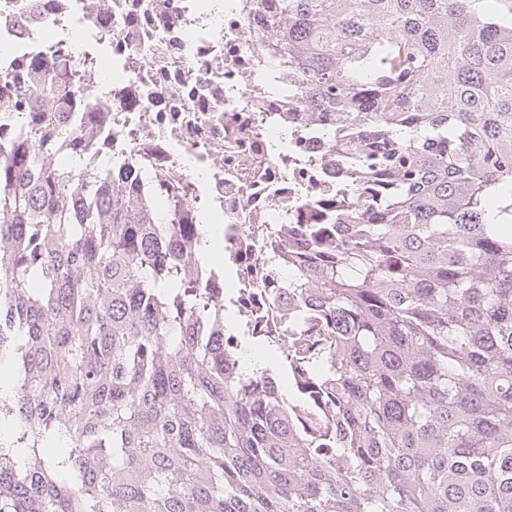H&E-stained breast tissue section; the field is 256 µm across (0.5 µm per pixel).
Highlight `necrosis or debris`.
Segmentation results:
<instances>
[{"label": "necrosis or debris", "instance_id": "4bbe7bcc", "mask_svg": "<svg viewBox=\"0 0 512 512\" xmlns=\"http://www.w3.org/2000/svg\"><path fill=\"white\" fill-rule=\"evenodd\" d=\"M273 0H0V67L53 64L84 98L50 115L86 172L133 187L153 223L224 227L203 284L277 335L302 224H342L369 193L340 114L311 109L271 50Z\"/></svg>", "mask_w": 512, "mask_h": 512}]
</instances>
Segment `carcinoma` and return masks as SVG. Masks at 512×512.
<instances>
[{
	"label": "carcinoma",
	"mask_w": 512,
	"mask_h": 512,
	"mask_svg": "<svg viewBox=\"0 0 512 512\" xmlns=\"http://www.w3.org/2000/svg\"><path fill=\"white\" fill-rule=\"evenodd\" d=\"M274 0L309 103L384 177L306 224L288 366L247 371L224 299L80 162L49 165L53 67L0 72V512H512V5Z\"/></svg>",
	"instance_id": "obj_1"
}]
</instances>
